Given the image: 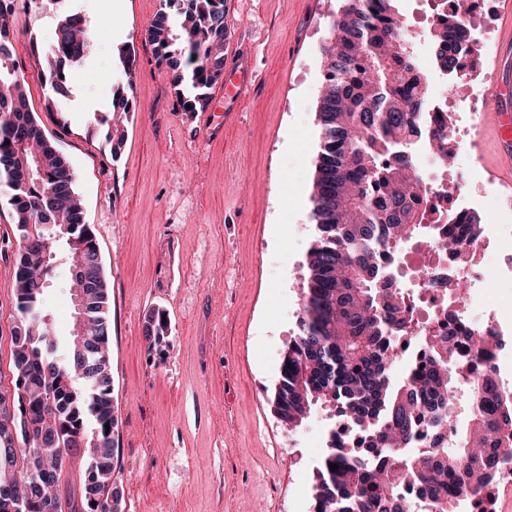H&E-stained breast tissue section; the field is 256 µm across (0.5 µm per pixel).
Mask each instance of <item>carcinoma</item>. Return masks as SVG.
I'll list each match as a JSON object with an SVG mask.
<instances>
[{
    "instance_id": "obj_1",
    "label": "carcinoma",
    "mask_w": 512,
    "mask_h": 512,
    "mask_svg": "<svg viewBox=\"0 0 512 512\" xmlns=\"http://www.w3.org/2000/svg\"><path fill=\"white\" fill-rule=\"evenodd\" d=\"M48 6L57 0H0V183L12 195L14 223L23 230L14 272L16 309L23 338L11 342L15 440L0 438V496L25 499L23 512H62L60 497L46 487L58 483L67 458L87 462L80 504L70 512H122L123 495L112 480L119 441L110 359L109 292L106 277L95 289L85 317L98 351L87 355L89 370L76 371L81 356L75 336L60 345L45 311L46 279L57 243L95 235L78 203L67 159L46 136L28 97L24 74L14 59L11 21L17 2ZM322 47L323 85L317 112L319 145L312 183L316 234L308 253L307 288L298 333L288 343L274 392V409L288 429L304 424L317 406L341 417L360 443L336 440L329 446L312 485L315 512H410L404 483L433 492L447 480L474 497L492 498L498 452H512V397L504 396L486 367L473 385L468 438L448 457L422 460L409 448L420 428L448 425L464 375L454 361L450 332L431 348L424 366H402L397 337L406 317L401 293L391 288L395 257L418 240H433L427 215L413 203L423 194L416 148L424 145L446 163L455 150L444 145V114L425 106L427 74L416 67L413 40L396 35L406 25L399 0H342ZM226 0H161L147 28L159 64L172 74L181 110L205 111L210 89L224 76ZM429 34L448 69V21ZM90 18L67 14L39 56L46 76L45 106L68 91L72 71L87 54L80 34ZM127 81L112 92L109 111L96 118L117 158L125 130L112 113L133 111V46L118 50ZM189 83L191 91L180 86ZM27 154L33 172L24 177L11 158ZM52 228H47V225ZM69 264L95 270L90 247H67ZM110 429H105V426ZM338 468L330 470L329 464ZM95 501L92 506L89 501Z\"/></svg>"
}]
</instances>
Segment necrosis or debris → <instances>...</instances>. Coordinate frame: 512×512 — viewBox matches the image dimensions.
Here are the masks:
<instances>
[{"mask_svg":"<svg viewBox=\"0 0 512 512\" xmlns=\"http://www.w3.org/2000/svg\"><path fill=\"white\" fill-rule=\"evenodd\" d=\"M428 190L421 205L429 213V222L435 235L443 238L439 252H431L421 245H412L415 263L398 260L397 287L408 310L410 323L399 340L409 358L426 361L429 337L439 336L448 330H458L454 355L468 380L477 379L486 364L495 367V378L500 389L512 395V363L504 359L508 337L512 336V322L498 310L474 315L470 301L480 285L483 274L473 258L478 254L497 252L501 270L512 273V247L497 249L486 234L472 235L467 225L449 224V214L470 212V201L457 197L455 186L461 178L456 170L421 167ZM474 329L493 335L494 346L485 357H477L470 347L466 334Z\"/></svg>","mask_w":512,"mask_h":512,"instance_id":"4bbe7bcc","label":"necrosis or debris"}]
</instances>
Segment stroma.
<instances>
[{"instance_id":"stroma-1","label":"stroma","mask_w":512,"mask_h":512,"mask_svg":"<svg viewBox=\"0 0 512 512\" xmlns=\"http://www.w3.org/2000/svg\"><path fill=\"white\" fill-rule=\"evenodd\" d=\"M232 34L252 57V92L225 119L228 70L204 112H182L146 30L160 0H57L19 11L13 44L30 103L69 161L96 230L110 294V365L119 453L114 478L124 512H312L313 472L330 425L315 410L290 431L271 407L284 350L298 331L307 255L315 235L311 185L319 143L321 48L339 0H236ZM97 22L91 53L73 72L57 110L31 52L49 43L61 14ZM136 50L134 110L121 154L111 158L95 117L125 81L122 45ZM456 163L474 167L457 185L477 197L485 229L512 241V209L489 171L494 136ZM11 195L0 184V370L8 371L17 322L14 260L23 244ZM69 263L58 247L45 306L59 340L72 325ZM168 328L146 338L156 314Z\"/></svg>"}]
</instances>
